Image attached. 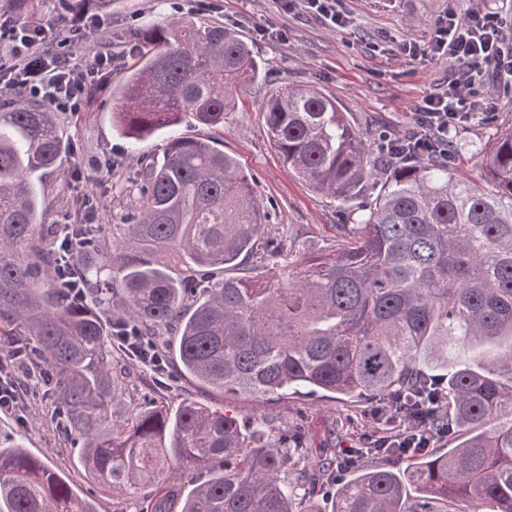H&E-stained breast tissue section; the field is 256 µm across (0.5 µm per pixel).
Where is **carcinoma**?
<instances>
[{"label": "carcinoma", "mask_w": 512, "mask_h": 512, "mask_svg": "<svg viewBox=\"0 0 512 512\" xmlns=\"http://www.w3.org/2000/svg\"><path fill=\"white\" fill-rule=\"evenodd\" d=\"M139 60L112 90V123L137 142L185 121L224 132L228 93L260 64L222 25L169 22L136 33ZM269 140L313 190L347 204L336 253L307 255L296 238L263 239L265 214L237 160L210 141L173 135L118 186L138 206L119 224H71L68 252L82 298L49 277L65 253L44 222L46 175L65 144L53 108L0 109V321L16 354L19 395L29 369L51 376L56 422L81 448L87 478L140 501V512H294L317 474L281 477L282 448L224 411L184 400L174 410L120 408L114 345L128 327L161 345L175 331L194 381L270 399L313 388L378 401L441 382L440 409L411 412L448 425L459 442L401 467L402 449L336 489L332 512H448L478 503L512 512V128L482 158V182L449 157H377L336 102L313 86L265 102ZM263 247L265 270L219 277ZM480 350L444 373L448 346ZM180 467L207 478L185 496L165 476ZM0 512H96L60 471L0 442Z\"/></svg>", "instance_id": "cac0c4a2"}]
</instances>
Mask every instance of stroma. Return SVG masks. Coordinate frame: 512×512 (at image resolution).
Masks as SVG:
<instances>
[{
    "instance_id": "35a3bbf8",
    "label": "stroma",
    "mask_w": 512,
    "mask_h": 512,
    "mask_svg": "<svg viewBox=\"0 0 512 512\" xmlns=\"http://www.w3.org/2000/svg\"><path fill=\"white\" fill-rule=\"evenodd\" d=\"M470 4L471 0H338L336 9L345 23L335 28L308 9L304 0H92L91 13L110 31L113 47L125 58L81 111L59 115L69 156L64 172L47 179L45 223L83 221L80 201L89 194L98 200L96 223L125 212V205L113 199V184L159 157L169 133L164 130L130 144L112 126L110 91L137 61L129 44L131 33L151 21L178 18L224 25L253 48L266 74L236 89L217 145L235 157L250 177L267 215L270 236L286 230L297 235L306 251L334 254L335 227L346 223L347 212L284 166L267 135L266 99L289 85L315 86L335 100L370 148L378 149L384 138L411 133L415 105L448 86V60L411 58L402 54V43L412 39L428 44L435 20ZM0 16L26 25L49 19L62 30L73 21L58 0H33L23 12L16 0H0ZM494 87L491 93L476 88L481 111L455 136L454 164L473 180L479 179L481 156L497 132L512 127V76L502 75ZM115 158L122 159L123 167L112 172L107 163ZM121 366L127 376L123 395L127 404L174 408L190 398L224 409L243 423L263 417L268 441L283 446L300 438L314 460L322 455L341 457L343 449L362 447L365 437L383 430L370 415L369 399L354 401L303 389L262 401L200 389L172 371L160 379L149 368L126 359ZM0 436L14 439L51 468L64 470L79 493L94 500L97 512H139L138 501L104 494L90 483L79 463V449L61 436L52 420L51 401L41 392L27 395L22 412L0 413Z\"/></svg>"
}]
</instances>
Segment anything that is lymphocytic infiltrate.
I'll return each mask as SVG.
<instances>
[{
	"label": "lymphocytic infiltrate",
	"mask_w": 512,
	"mask_h": 512,
	"mask_svg": "<svg viewBox=\"0 0 512 512\" xmlns=\"http://www.w3.org/2000/svg\"><path fill=\"white\" fill-rule=\"evenodd\" d=\"M86 18H79L63 34L52 31L50 23L28 25L0 32L11 59L7 66L8 89L40 99L61 112H77L87 95L121 62L122 53L108 42L97 45L93 63L81 68L72 51L83 37ZM403 50L414 56L425 52L454 61L445 92L425 96L415 110L416 132L413 142L421 153L448 149V126L454 120L470 121L477 108L472 100L476 75L487 68L512 74V47L503 37V17L488 0L438 19L434 37L428 46L405 43ZM377 421L395 424L402 435L406 452L428 449L439 438L428 424L416 416L391 413L375 407Z\"/></svg>",
	"instance_id": "1"
}]
</instances>
